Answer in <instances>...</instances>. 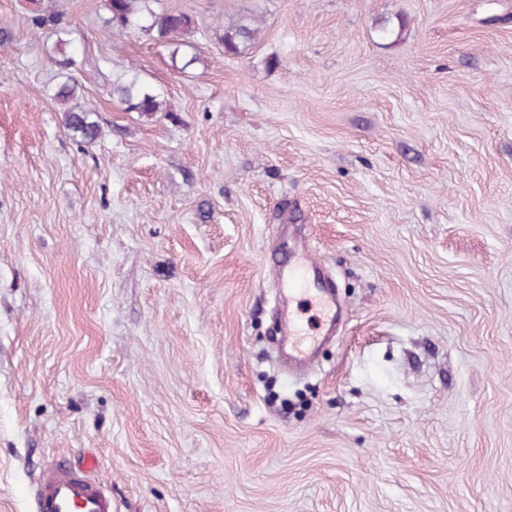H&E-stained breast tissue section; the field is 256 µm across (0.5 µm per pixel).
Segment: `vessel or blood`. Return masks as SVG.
I'll return each instance as SVG.
<instances>
[{"instance_id": "obj_1", "label": "vessel or blood", "mask_w": 512, "mask_h": 512, "mask_svg": "<svg viewBox=\"0 0 512 512\" xmlns=\"http://www.w3.org/2000/svg\"><path fill=\"white\" fill-rule=\"evenodd\" d=\"M312 269L309 254L303 251L295 261L280 265L275 279L278 287L288 289L293 296L316 303L320 323L326 326L336 317L335 299L312 280ZM284 339L293 359L301 361L309 355L317 337L304 334L299 317L293 314L284 324ZM95 467L91 461L82 469L59 465L45 471L35 491L40 512H112L111 498L90 476Z\"/></svg>"}]
</instances>
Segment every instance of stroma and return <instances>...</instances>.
Listing matches in <instances>:
<instances>
[{"label": "stroma", "mask_w": 512, "mask_h": 512, "mask_svg": "<svg viewBox=\"0 0 512 512\" xmlns=\"http://www.w3.org/2000/svg\"><path fill=\"white\" fill-rule=\"evenodd\" d=\"M53 3L101 134L0 0V512L87 456L112 512H512V0H158L183 71ZM304 245L342 320L294 374ZM257 39V28L249 22H241L224 32L225 52L238 54ZM115 95L126 105L127 111L140 116L151 117L161 112L160 96L150 86L135 79L118 82L114 88Z\"/></svg>", "instance_id": "stroma-1"}]
</instances>
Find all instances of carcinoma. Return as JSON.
Listing matches in <instances>:
<instances>
[{
	"label": "carcinoma",
	"instance_id": "carcinoma-1",
	"mask_svg": "<svg viewBox=\"0 0 512 512\" xmlns=\"http://www.w3.org/2000/svg\"><path fill=\"white\" fill-rule=\"evenodd\" d=\"M151 2L153 0H106V27L137 28L155 35L160 41L174 47V52H179L186 45L185 36L195 28L194 19L181 11L156 12L152 9ZM28 3L32 24L47 28L56 36V63L61 71L73 69L77 61L70 55L69 29L62 15L52 11L45 4V0H28ZM256 39L257 28L249 22H241L224 31V49L228 53L238 54ZM114 93L129 112L151 117L161 111L162 101L158 93L135 79L117 83ZM78 94V84L67 74L64 81L57 86L54 100L63 105L64 126L72 138L91 144L100 135V125L95 119L94 110L75 104Z\"/></svg>",
	"mask_w": 512,
	"mask_h": 512
}]
</instances>
